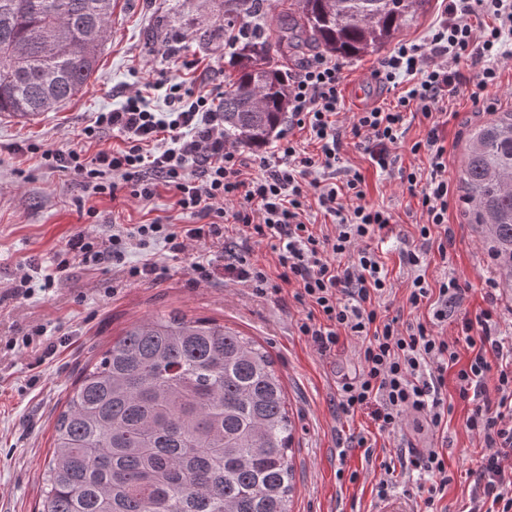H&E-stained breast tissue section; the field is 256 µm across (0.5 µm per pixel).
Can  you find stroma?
I'll use <instances>...</instances> for the list:
<instances>
[{
    "mask_svg": "<svg viewBox=\"0 0 512 512\" xmlns=\"http://www.w3.org/2000/svg\"><path fill=\"white\" fill-rule=\"evenodd\" d=\"M223 21V0H114L111 34L88 89L55 112L28 119L0 114V512H35L55 420L87 362L134 321L173 309L252 336L273 357L296 426L292 512H371L385 467L394 469L395 493L417 488L400 467L401 450L443 442L448 445L451 480L437 510L466 512L475 490L471 472L486 453L482 440L466 425L470 403L459 399L456 386H449L452 411L443 437L420 417L406 418L388 434L378 432L367 415L341 413L337 388L358 370L357 346L348 341L335 353L320 355L300 336L296 323L302 311L287 294L259 296L220 272L209 282L195 284V251L174 257L159 246L151 252L135 249L128 256L134 264L154 259L163 269L155 281L118 283L111 271L75 267L50 293L15 290L21 276L45 267L70 235L90 226L78 215L81 191L74 179L11 153L10 145L31 141L82 147L80 130L94 113L118 106L138 80L153 71L174 70L179 59L196 61V71L182 72L181 77L198 91H206L208 83L224 82L231 69L223 44L207 45L201 38L203 31ZM380 61L377 54L346 61L341 120L364 108L395 103V92L376 74ZM452 110L444 134L448 172L455 178L466 120H484L490 112L465 91L455 98ZM343 164L363 173L367 201L391 211L396 222L397 236L378 245L395 289L390 315L427 316V309L416 311L406 302L413 273L400 258L406 242L417 239L421 211L416 197L399 180L376 173L362 148L347 145ZM169 203L164 192L146 205L131 200L116 208L106 198L94 201L117 224L150 222ZM448 220L454 231L448 257L443 260L430 251L426 276L432 282L453 276L466 289L443 327L453 337L457 321L485 307V282L492 272L459 205L451 206ZM39 325L47 330L40 344L23 347V336Z\"/></svg>",
    "mask_w": 512,
    "mask_h": 512,
    "instance_id": "35a3bbf8",
    "label": "stroma"
}]
</instances>
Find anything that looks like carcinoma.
Wrapping results in <instances>:
<instances>
[{
	"label": "carcinoma",
	"mask_w": 512,
	"mask_h": 512,
	"mask_svg": "<svg viewBox=\"0 0 512 512\" xmlns=\"http://www.w3.org/2000/svg\"><path fill=\"white\" fill-rule=\"evenodd\" d=\"M113 0H0V113L59 109L98 70ZM431 0H224V138L262 149L288 111V51L344 60L386 49ZM276 41H271L270 33ZM465 223L512 299V111L468 131ZM294 424L274 360L252 337L178 310L132 323L82 370L54 423L39 512H291Z\"/></svg>",
	"instance_id": "obj_1"
}]
</instances>
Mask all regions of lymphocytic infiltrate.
<instances>
[{"label": "lymphocytic infiltrate", "mask_w": 512, "mask_h": 512, "mask_svg": "<svg viewBox=\"0 0 512 512\" xmlns=\"http://www.w3.org/2000/svg\"><path fill=\"white\" fill-rule=\"evenodd\" d=\"M479 10L495 18L480 32L469 22ZM510 40L512 0H448L427 43L399 42L381 62L383 82L407 86L396 105L356 113L346 125L337 121L343 66L325 55L313 57L292 75L288 103V126L308 132L317 147L313 154L289 133L278 138L271 155L245 154L224 137V113L216 105L223 85L201 94L165 72L148 78L145 86L162 93L163 110L150 108L144 88H137L119 106L86 123L81 136L97 144L93 155L34 142L18 146V153L41 166L75 175L84 198L121 204L131 196L148 203L163 190L170 199L168 214L149 223L70 236L41 270L40 290L55 288L74 265L111 270L118 280L157 274L155 262L129 264L133 246L159 245L173 255L193 242L221 246L225 274L242 287L259 295L291 287L293 300L304 310L298 331L320 354L356 341L359 369L338 390L344 414L367 413L382 432L394 431L405 414H415L443 434L452 410L447 377L455 375L459 398L473 404L467 425L481 433L487 448L473 472L477 493L468 512H512V470L503 465L512 457V341L492 333L496 287L488 285L486 308L463 317L451 339L435 325L447 320L449 307L461 300L460 284L448 276L431 283L422 272L426 254L434 249L447 258L453 240L448 223L453 190L443 134L448 103L464 89L477 102L497 87L498 63L507 57ZM466 66L471 75L463 74ZM410 112L430 122L426 137L410 148L412 154L426 155L424 169L399 166L395 153ZM109 136L119 138L120 146L104 147ZM349 140L364 150L372 167L398 175L419 194L420 243L405 251L403 260L416 271L407 302L415 309L431 308V320L403 323L383 312L393 288L367 241L392 232L393 216L366 203L360 171L342 170L341 151ZM314 203L333 218V232L311 222ZM260 244L272 254L274 270L248 261ZM349 253L353 261L344 262ZM462 343L471 351L465 363L458 351ZM492 371L497 374L493 400L485 389ZM402 465L428 481L423 512H437L436 499L450 480L445 449H409Z\"/></svg>", "instance_id": "1"}]
</instances>
